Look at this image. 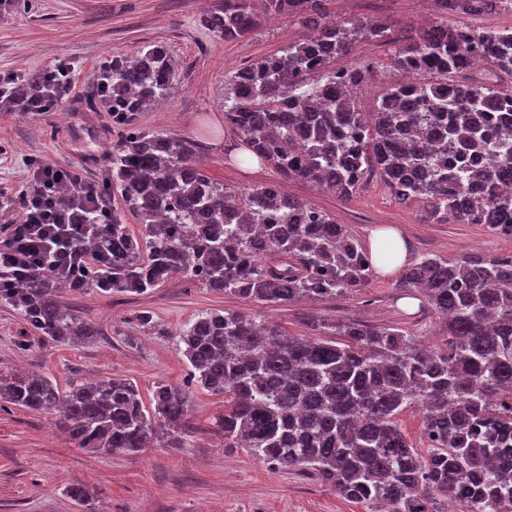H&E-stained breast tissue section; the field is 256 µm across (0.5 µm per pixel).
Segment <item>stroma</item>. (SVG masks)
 <instances>
[{
  "mask_svg": "<svg viewBox=\"0 0 512 512\" xmlns=\"http://www.w3.org/2000/svg\"><path fill=\"white\" fill-rule=\"evenodd\" d=\"M224 0H32L18 10L0 6V77L21 76L64 60L71 84L64 106L34 117L0 112V192L18 196L31 188L32 160L79 170L102 184L106 151L118 132L112 114L91 103L92 76L115 56L143 46L166 47L179 81L161 105L140 113V127L198 141V162L215 181L234 188L277 183L282 191L327 212L361 243L373 230L400 229L409 255L442 259L512 254V237L483 224H431L419 205L392 200L379 179L342 198L313 182L283 179L269 164L251 159L241 138L224 122V75L307 39L298 19L262 16L250 35L227 41L200 19ZM331 17L367 18L387 24L385 42H359L344 56L346 69L371 67L359 91L360 112L371 115L387 88L409 81L394 68L393 41L437 19V0H326ZM399 275L372 273L367 286L343 298L266 304L211 291L178 274L142 295L112 296L87 288L64 291L66 307L101 331L89 343L61 345L43 338L11 306L0 303V374L38 372L60 391L120 377L150 399L157 383L186 388L187 447L145 448L101 455L76 447L53 413L12 406L0 410V512H85L66 492L81 483L98 494L96 512H368L345 500L311 471L271 468L246 449H228L219 420L224 398L188 385L189 365L176 337L199 314L226 309L266 320L291 336L323 338L311 322L336 320L413 333L417 342L443 344L440 320L425 299L404 303L409 291ZM148 312L165 333L144 332L137 317Z\"/></svg>",
  "mask_w": 512,
  "mask_h": 512,
  "instance_id": "obj_1",
  "label": "stroma"
}]
</instances>
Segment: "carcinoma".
I'll use <instances>...</instances> for the list:
<instances>
[{
    "label": "carcinoma",
    "mask_w": 512,
    "mask_h": 512,
    "mask_svg": "<svg viewBox=\"0 0 512 512\" xmlns=\"http://www.w3.org/2000/svg\"><path fill=\"white\" fill-rule=\"evenodd\" d=\"M261 4L316 33L224 76V122L259 160L341 197L378 174L398 204H421L431 223L453 218L512 236V91L501 86L512 78V28L474 30L442 17L405 39L390 60L416 79L386 90L367 120L344 88L359 87L369 70L337 62L356 42L386 38L388 27L331 19L324 0ZM259 21L253 0H224L202 19L226 41ZM478 55L490 75L457 79ZM69 85L66 62L0 77V109L51 112ZM177 85L160 44L114 57L94 75V99L124 131L108 160L111 179L96 201L70 172L55 188L58 205L87 225V271L74 280L62 269L39 270L0 288V301L43 337L79 344L99 336L61 308L65 289L140 295L183 274L214 292L281 303L345 297L369 282V252L330 214L273 183L216 182L197 164L200 143L135 127ZM112 189L145 228L143 239L117 208L108 230L97 226ZM401 286L425 291L444 320V345L353 322H321L339 339L312 340L213 309L178 335L190 382L228 398L224 447L274 468L311 470L371 512H440L444 496L461 512H512V255L420 254ZM2 402L58 413L70 439L98 454L186 447L189 400L180 386L156 385L147 408L127 379L64 394L45 375L13 373L0 375ZM407 407L423 412L425 456L393 423Z\"/></svg>",
    "instance_id": "cac0c4a2"
}]
</instances>
